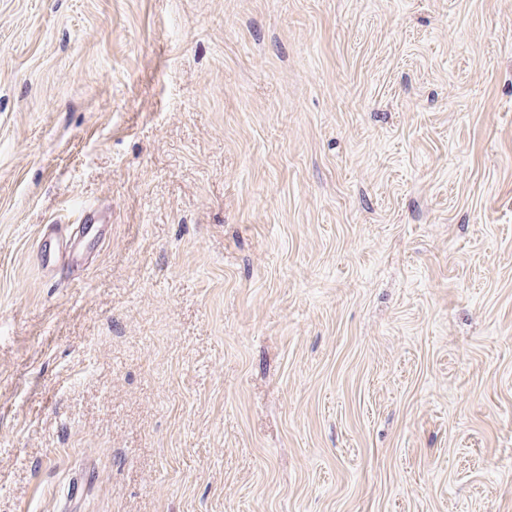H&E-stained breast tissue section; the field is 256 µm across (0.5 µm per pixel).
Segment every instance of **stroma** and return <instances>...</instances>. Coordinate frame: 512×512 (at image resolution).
<instances>
[{
  "instance_id": "35a3bbf8",
  "label": "stroma",
  "mask_w": 512,
  "mask_h": 512,
  "mask_svg": "<svg viewBox=\"0 0 512 512\" xmlns=\"http://www.w3.org/2000/svg\"><path fill=\"white\" fill-rule=\"evenodd\" d=\"M0 512H512V0H0ZM92 210L86 209L82 212L81 216L77 220L78 224H85V235L83 240L79 241H71L70 239H64L59 236V232L56 229L55 224H48L42 238L48 237H56L57 247H54L51 242L45 241L39 248L38 251V260L41 266L48 267L50 265L55 264L59 258L60 254L68 253L71 256L77 255L84 250H92L94 248H102L105 240L101 238V235L95 232L94 226L89 225L91 221Z\"/></svg>"
}]
</instances>
